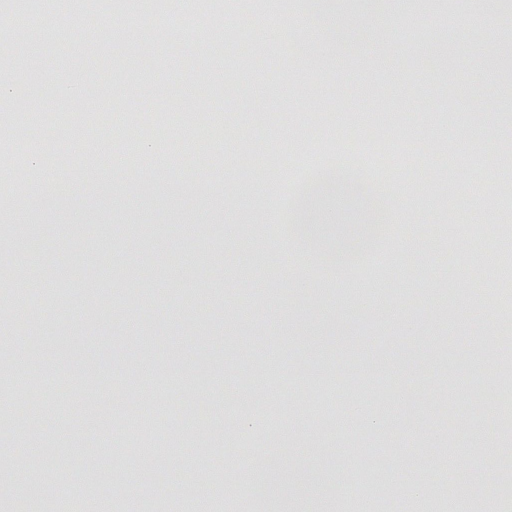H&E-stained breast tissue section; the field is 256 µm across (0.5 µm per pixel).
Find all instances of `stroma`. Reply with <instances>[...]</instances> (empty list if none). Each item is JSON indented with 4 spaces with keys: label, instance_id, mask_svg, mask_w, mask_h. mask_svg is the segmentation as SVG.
<instances>
[{
    "label": "stroma",
    "instance_id": "1",
    "mask_svg": "<svg viewBox=\"0 0 512 512\" xmlns=\"http://www.w3.org/2000/svg\"><path fill=\"white\" fill-rule=\"evenodd\" d=\"M20 3L0 0V178L28 172L17 202L0 205V294L27 292L41 323L27 335L24 314L0 303V370L15 380L0 389V427L12 432L0 512H59L72 492L96 512H182L193 482L206 488L201 512H339L354 498L381 512L366 482L377 473L397 501L429 512H462L465 494L512 512V373L491 315L512 173L489 166L484 147L512 138V0L453 14L445 0H394L383 20L375 0H240L245 56L217 0H198L194 26L147 40L102 0L92 26L42 0L17 36ZM53 26L66 38L46 40ZM339 26L348 41L332 38ZM284 43L309 54L267 77L262 61ZM446 43L452 72L434 65ZM259 102L272 120L257 134ZM392 102V129L414 151L390 168L397 234L377 241L370 278L319 279L328 257L296 260L268 236L281 174L302 148L371 152L364 134ZM30 112L39 125L24 123ZM319 112L328 122L307 135ZM461 125L476 135L453 136ZM411 167L418 183L404 179ZM46 182L69 191L33 199L28 185ZM423 221L427 235L411 238ZM142 225L167 231L146 239ZM475 244L493 264L479 291ZM151 414L147 435L126 436V418ZM49 438L61 455L46 453ZM96 457L109 463L98 479L83 468Z\"/></svg>",
    "mask_w": 512,
    "mask_h": 512
}]
</instances>
